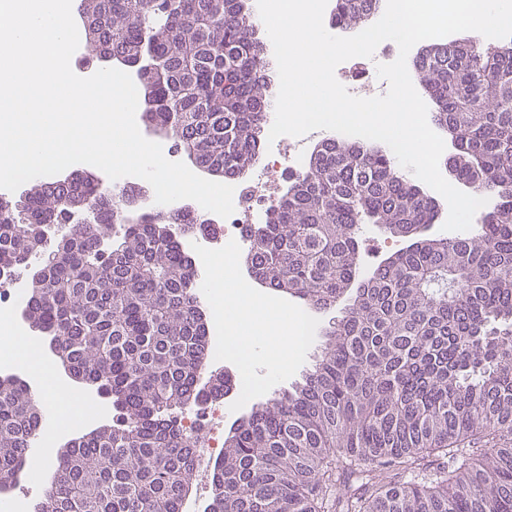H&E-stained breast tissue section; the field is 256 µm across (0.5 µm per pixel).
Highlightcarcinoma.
I'll list each match as a JSON object with an SVG mask.
<instances>
[{
	"instance_id": "obj_1",
	"label": "carcinoma",
	"mask_w": 512,
	"mask_h": 512,
	"mask_svg": "<svg viewBox=\"0 0 512 512\" xmlns=\"http://www.w3.org/2000/svg\"><path fill=\"white\" fill-rule=\"evenodd\" d=\"M89 56L152 67L143 119L197 166L228 178L258 156L273 93L245 0H81ZM379 0H335L333 23L365 27ZM434 121L455 136V178L494 205L467 237L426 234L438 211L359 142L321 145L248 255L268 287L329 309L313 369L237 420L215 460L209 512H325L331 465L368 476L346 512H512V40L434 48L415 64ZM92 216L53 241L67 200ZM128 186L38 181L0 208V277L32 267L25 316L71 376L122 415L73 438L39 512H181L193 475L176 413L242 379L203 380L211 349L183 206L130 214ZM413 239L357 281L360 225ZM20 377H0V485L13 486L41 425ZM429 457L440 466L420 477Z\"/></svg>"
}]
</instances>
